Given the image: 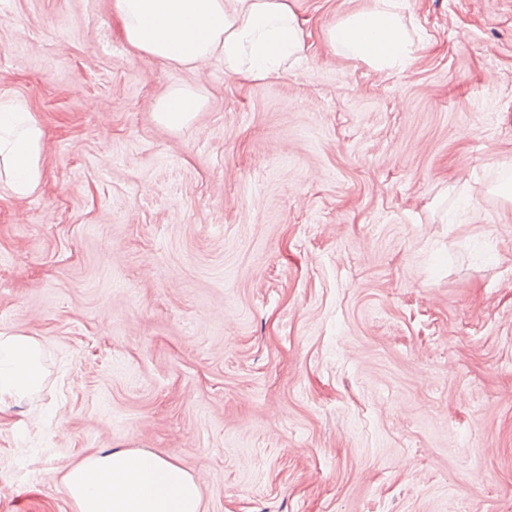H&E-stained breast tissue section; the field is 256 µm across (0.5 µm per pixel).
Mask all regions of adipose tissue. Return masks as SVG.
Listing matches in <instances>:
<instances>
[{
  "instance_id": "adipose-tissue-1",
  "label": "adipose tissue",
  "mask_w": 512,
  "mask_h": 512,
  "mask_svg": "<svg viewBox=\"0 0 512 512\" xmlns=\"http://www.w3.org/2000/svg\"><path fill=\"white\" fill-rule=\"evenodd\" d=\"M292 0H114L127 43L178 66L220 59L251 80L278 74L304 57L305 36ZM401 0H373L371 8L334 25L330 43L384 69H404L413 43L400 14ZM201 102L177 88L157 104L172 129L187 124ZM44 132L31 112L0 104V177L17 197L32 194L42 178ZM44 344L21 332H0V401L25 398L45 379ZM75 512H200L195 479L176 462L142 449L95 453L63 476Z\"/></svg>"
}]
</instances>
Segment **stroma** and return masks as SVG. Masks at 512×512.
Instances as JSON below:
<instances>
[{
  "mask_svg": "<svg viewBox=\"0 0 512 512\" xmlns=\"http://www.w3.org/2000/svg\"><path fill=\"white\" fill-rule=\"evenodd\" d=\"M293 4L304 59L251 82L136 52L114 0H0V100L44 131L0 331L46 369L0 408V512H73L123 448L201 512H512V0H405L395 71L326 37L372 0ZM200 106V99L192 91L177 88L159 99L157 116L169 128L179 129L190 121Z\"/></svg>",
  "mask_w": 512,
  "mask_h": 512,
  "instance_id": "stroma-1",
  "label": "stroma"
}]
</instances>
